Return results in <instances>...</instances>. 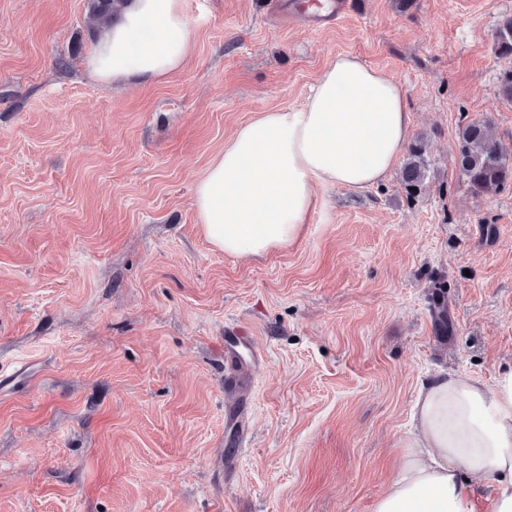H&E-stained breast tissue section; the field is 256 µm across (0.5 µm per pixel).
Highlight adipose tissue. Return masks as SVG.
Here are the masks:
<instances>
[{"label": "adipose tissue", "instance_id": "ef3b65f1", "mask_svg": "<svg viewBox=\"0 0 512 512\" xmlns=\"http://www.w3.org/2000/svg\"><path fill=\"white\" fill-rule=\"evenodd\" d=\"M179 0H130L101 28L88 66L104 82L158 81L193 51ZM411 123L406 93L356 57L333 58L303 107L239 127L194 188L213 246L235 258L295 247L320 208V186L384 181ZM403 466L373 512H512V366L486 382L439 371L420 386Z\"/></svg>", "mask_w": 512, "mask_h": 512}]
</instances>
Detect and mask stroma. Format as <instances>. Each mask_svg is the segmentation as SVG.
<instances>
[{
	"mask_svg": "<svg viewBox=\"0 0 512 512\" xmlns=\"http://www.w3.org/2000/svg\"><path fill=\"white\" fill-rule=\"evenodd\" d=\"M266 2L180 0L186 63L106 85L86 68L87 0H0V512H372L420 382L512 365V187L473 196L452 157L474 120L512 149L495 48L512 0H355L313 32ZM339 54L405 89L420 197L395 172L324 186L297 246L225 256L196 182ZM229 325L261 355L236 387ZM426 154L427 145L423 138L416 139L409 147L407 160L399 176L407 200L416 199L422 193L429 171ZM412 188H417V191H412Z\"/></svg>",
	"mask_w": 512,
	"mask_h": 512,
	"instance_id": "stroma-1",
	"label": "stroma"
}]
</instances>
